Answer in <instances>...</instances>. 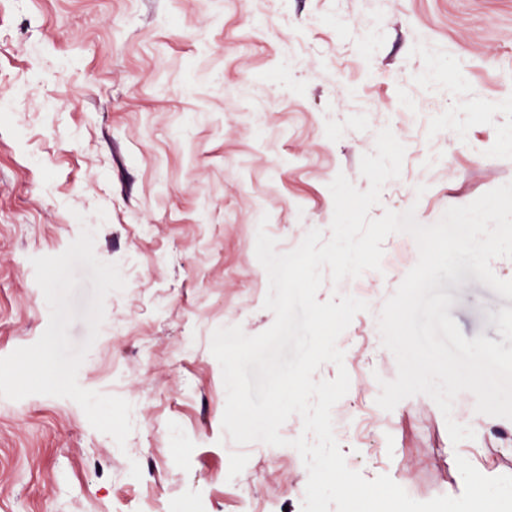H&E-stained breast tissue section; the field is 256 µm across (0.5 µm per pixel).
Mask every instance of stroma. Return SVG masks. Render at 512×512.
Here are the masks:
<instances>
[{
    "label": "stroma",
    "mask_w": 512,
    "mask_h": 512,
    "mask_svg": "<svg viewBox=\"0 0 512 512\" xmlns=\"http://www.w3.org/2000/svg\"><path fill=\"white\" fill-rule=\"evenodd\" d=\"M510 97L512 0H0V357L48 325L32 258L90 228L126 287L107 295L78 382L133 406L121 448L72 400L0 397V512H145V487L162 512L196 498L244 512L245 484L301 512L299 453L223 431L210 351L216 329L274 322L258 227L281 253L329 231L330 183L367 190L360 161L386 127L406 151L371 217L412 205L435 224L512 182ZM383 249L341 346L366 382L397 374L378 316L419 258L405 233ZM439 290L467 339L501 341L512 299L469 270ZM116 368L124 381L107 384ZM370 396L341 400L366 435L341 451L365 479L425 501L452 483L459 451L476 466L499 454L512 475V420L456 445L428 396L383 417Z\"/></svg>",
    "instance_id": "obj_1"
}]
</instances>
